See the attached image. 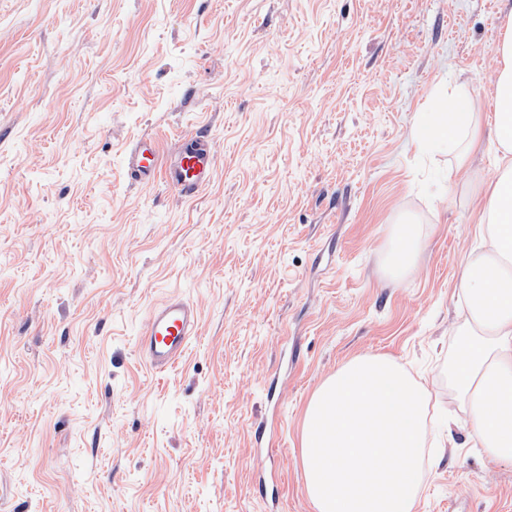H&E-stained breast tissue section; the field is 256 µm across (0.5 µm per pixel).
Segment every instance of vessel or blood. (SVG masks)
Returning a JSON list of instances; mask_svg holds the SVG:
<instances>
[{
  "instance_id": "1",
  "label": "vessel or blood",
  "mask_w": 512,
  "mask_h": 512,
  "mask_svg": "<svg viewBox=\"0 0 512 512\" xmlns=\"http://www.w3.org/2000/svg\"><path fill=\"white\" fill-rule=\"evenodd\" d=\"M216 156L203 132L182 133L174 147L163 150L152 135L139 138L124 154V173L132 182L163 181L181 197L196 198L212 182ZM199 331L197 306L180 296L155 307L139 342L142 356L158 372L175 367Z\"/></svg>"
}]
</instances>
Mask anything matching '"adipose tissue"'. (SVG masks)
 Wrapping results in <instances>:
<instances>
[{"instance_id":"ef3b65f1","label":"adipose tissue","mask_w":512,"mask_h":512,"mask_svg":"<svg viewBox=\"0 0 512 512\" xmlns=\"http://www.w3.org/2000/svg\"><path fill=\"white\" fill-rule=\"evenodd\" d=\"M495 53L489 131H482L473 99L446 84L437 106L419 113L412 138L425 152L441 151L461 137L468 149L487 140L495 151L494 170L477 190V245L463 261V323L449 374L470 408V444L512 463V13ZM420 245L415 225L397 226L387 254L392 277L414 267Z\"/></svg>"}]
</instances>
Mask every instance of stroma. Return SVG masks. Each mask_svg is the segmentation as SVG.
Masks as SVG:
<instances>
[{
	"label": "stroma",
	"instance_id": "1",
	"mask_svg": "<svg viewBox=\"0 0 512 512\" xmlns=\"http://www.w3.org/2000/svg\"><path fill=\"white\" fill-rule=\"evenodd\" d=\"M502 0H0V512H315L303 416L351 358L431 393L414 512H512L448 381L476 177L411 131L445 81L491 111ZM207 129L192 200L125 151ZM422 248L385 270L393 229ZM172 292L173 370L138 351ZM421 237L414 224H398L387 254L390 275L400 278L416 264ZM198 331L197 306L181 296H171L152 310L139 349L155 371L165 372L181 361Z\"/></svg>",
	"mask_w": 512,
	"mask_h": 512
}]
</instances>
